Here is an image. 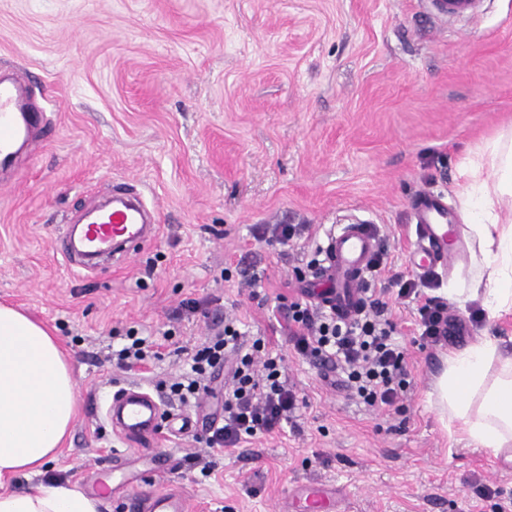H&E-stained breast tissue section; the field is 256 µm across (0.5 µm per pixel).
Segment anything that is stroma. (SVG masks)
Masks as SVG:
<instances>
[{
	"instance_id": "obj_1",
	"label": "stroma",
	"mask_w": 512,
	"mask_h": 512,
	"mask_svg": "<svg viewBox=\"0 0 512 512\" xmlns=\"http://www.w3.org/2000/svg\"><path fill=\"white\" fill-rule=\"evenodd\" d=\"M0 68L20 70L51 128L0 169V302L51 328L70 355L78 413L43 478L127 512L132 496L175 486L188 512H284L289 491L332 485L337 512H500L512 503V461L446 424L436 379L448 355L487 334L512 338V312L488 318L473 294L479 220L461 169L512 127V0L473 17L434 0H0ZM134 186L158 234L123 262L73 271L57 237L72 212L109 187ZM447 196L465 254L430 293L465 332L432 346L417 301L393 275L418 278L408 219L423 191ZM377 228L386 270L371 284L405 348L400 410H374L295 357L265 301H294L330 225ZM259 224H302L287 246L255 240ZM261 281L240 284L243 263ZM209 315L173 319L185 299ZM266 337L307 404L281 432L237 448L205 443L206 399L184 406L193 429L160 430L150 449L106 415L121 388L170 402L168 385L224 317ZM159 358L124 370L127 331ZM182 458L158 471L153 454Z\"/></svg>"
}]
</instances>
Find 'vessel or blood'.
Instances as JSON below:
<instances>
[{
	"instance_id": "b4317fda",
	"label": "vessel or blood",
	"mask_w": 512,
	"mask_h": 512,
	"mask_svg": "<svg viewBox=\"0 0 512 512\" xmlns=\"http://www.w3.org/2000/svg\"><path fill=\"white\" fill-rule=\"evenodd\" d=\"M481 0H436L441 14L451 18L477 13ZM39 114L22 93L17 81L0 78V167L14 166L17 141L31 137ZM415 243L411 263L416 270L447 269L449 241L456 239V227L446 197L431 190L422 192L412 209ZM150 209L138 196L118 191L112 204L89 212L79 224V239L68 242L65 257L91 254L117 260L127 247L143 243L151 230ZM378 252V238L372 225L357 222L331 226L322 249L321 280L332 293L338 312L353 313L363 298L371 262ZM118 427L127 434L148 438L158 433L162 409L153 395L122 388L112 395ZM129 512H188L184 496L177 490L138 495L131 499Z\"/></svg>"
}]
</instances>
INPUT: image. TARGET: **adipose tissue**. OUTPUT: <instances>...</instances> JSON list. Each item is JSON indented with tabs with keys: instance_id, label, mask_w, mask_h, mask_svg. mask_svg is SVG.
Instances as JSON below:
<instances>
[{
	"instance_id": "obj_1",
	"label": "adipose tissue",
	"mask_w": 512,
	"mask_h": 512,
	"mask_svg": "<svg viewBox=\"0 0 512 512\" xmlns=\"http://www.w3.org/2000/svg\"><path fill=\"white\" fill-rule=\"evenodd\" d=\"M486 216L474 231L484 256L485 309L512 307V226H501L496 202L481 194ZM69 358L48 328L0 304V512H99L100 501L75 486L42 481L19 490L22 475L41 474L63 444L76 414ZM440 403L471 443L512 460V352L488 335L449 355L439 379Z\"/></svg>"
}]
</instances>
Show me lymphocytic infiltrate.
Wrapping results in <instances>:
<instances>
[{"label":"lymphocytic infiltrate","instance_id":"lymphocytic-infiltrate-1","mask_svg":"<svg viewBox=\"0 0 512 512\" xmlns=\"http://www.w3.org/2000/svg\"><path fill=\"white\" fill-rule=\"evenodd\" d=\"M392 282L398 299L419 300L421 339L434 346L446 343L454 321L447 302L423 296L420 281L396 275ZM315 295L310 289L305 300L281 302L272 309L274 317L283 319L294 353L322 370L340 373L346 388L366 406H394L407 388V363L387 305L365 301L354 313L340 315L316 303ZM242 336L236 321L225 320L223 329L192 355L189 373L170 385L171 393L185 402L198 395L202 381L217 367L228 366L224 419L206 438L211 448H234L248 438L282 430L300 405L282 377V358L264 355L260 338L244 346Z\"/></svg>","mask_w":512,"mask_h":512}]
</instances>
